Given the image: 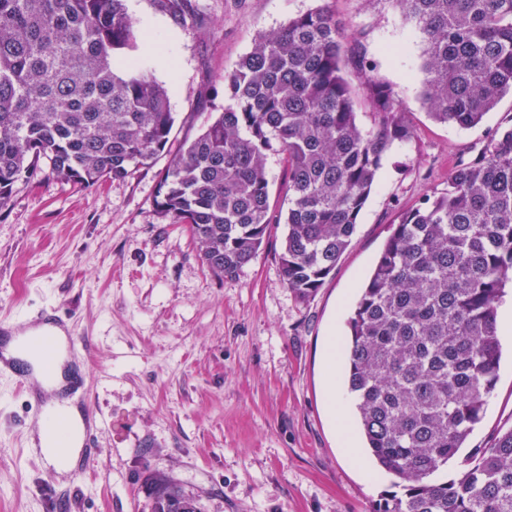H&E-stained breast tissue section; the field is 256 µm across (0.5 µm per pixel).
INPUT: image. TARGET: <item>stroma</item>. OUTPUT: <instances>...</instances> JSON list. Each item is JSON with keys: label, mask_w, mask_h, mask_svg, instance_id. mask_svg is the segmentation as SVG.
Here are the masks:
<instances>
[{"label": "stroma", "mask_w": 512, "mask_h": 512, "mask_svg": "<svg viewBox=\"0 0 512 512\" xmlns=\"http://www.w3.org/2000/svg\"><path fill=\"white\" fill-rule=\"evenodd\" d=\"M181 26L155 0H127L137 53L169 95L180 146L224 109V75L259 33L330 7L358 38L374 75L397 94L415 128L394 141L359 215L350 247L307 301L279 275L273 231L236 279L202 263L199 243L156 209L169 157L123 180L81 185L43 170L0 207V319L56 308L87 347L84 391L107 423L98 455L50 479L28 446L33 416L0 375V512H150L147 482L169 479L204 512H372L389 478L366 451L350 459L324 390L329 338L347 320L394 224L423 195L446 192L459 160L512 125V96L475 127L435 122L422 100L423 39L393 0H198ZM485 413L449 461L455 477L472 449L512 428V336Z\"/></svg>", "instance_id": "35a3bbf8"}]
</instances>
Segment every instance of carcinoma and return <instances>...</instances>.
Returning <instances> with one entry per match:
<instances>
[{
    "instance_id": "cac0c4a2",
    "label": "carcinoma",
    "mask_w": 512,
    "mask_h": 512,
    "mask_svg": "<svg viewBox=\"0 0 512 512\" xmlns=\"http://www.w3.org/2000/svg\"><path fill=\"white\" fill-rule=\"evenodd\" d=\"M127 0H0V207L47 165L67 182L124 180L171 152L165 86L115 52L134 47ZM422 33V97L437 122L470 128L512 94V0H396ZM194 21L191 0H159ZM365 78L358 98L346 66ZM357 39L326 8L258 35L224 76L230 103L182 143L157 208L185 224L216 276L235 279L286 224L282 282L309 299L350 246L393 141L413 127L371 77ZM375 132L357 122L361 106ZM288 173L271 217L267 152ZM512 283V125L458 162L440 195L404 213L348 320V391L372 460L392 476L373 512H512V428L438 479L481 420L500 362L497 306ZM152 512H201L165 478Z\"/></svg>"
}]
</instances>
